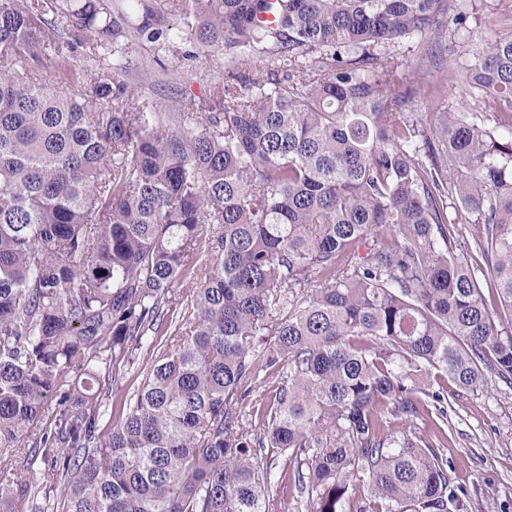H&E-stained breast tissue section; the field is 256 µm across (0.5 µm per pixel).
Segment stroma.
I'll return each mask as SVG.
<instances>
[{
  "mask_svg": "<svg viewBox=\"0 0 512 512\" xmlns=\"http://www.w3.org/2000/svg\"><path fill=\"white\" fill-rule=\"evenodd\" d=\"M466 31L452 42L455 59L467 60L481 38L499 30L503 17L501 0H465ZM190 43L177 48L156 47L140 39L130 54L128 82H137L143 70L159 76L158 84L146 86L147 97L157 101L200 93L197 81L166 77L179 54ZM446 429L448 442L441 448L454 467L455 486L463 489L465 512H512V388L480 389L449 396Z\"/></svg>",
  "mask_w": 512,
  "mask_h": 512,
  "instance_id": "1",
  "label": "stroma"
}]
</instances>
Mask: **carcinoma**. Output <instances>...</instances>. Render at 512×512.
<instances>
[{"label":"carcinoma","mask_w":512,"mask_h":512,"mask_svg":"<svg viewBox=\"0 0 512 512\" xmlns=\"http://www.w3.org/2000/svg\"><path fill=\"white\" fill-rule=\"evenodd\" d=\"M165 2L160 31L141 0H0V512H269L265 451L306 512L355 479L356 512H461L448 459L381 421L443 439L420 377L512 385V29L423 90L390 46L433 50L464 0ZM145 34L224 79L150 102L121 79ZM280 376L272 372L261 371L259 378L252 384V388L254 391L253 396V405L256 402V407L262 406L265 402H267L270 397L275 393V389L279 386Z\"/></svg>","instance_id":"cac0c4a2"}]
</instances>
